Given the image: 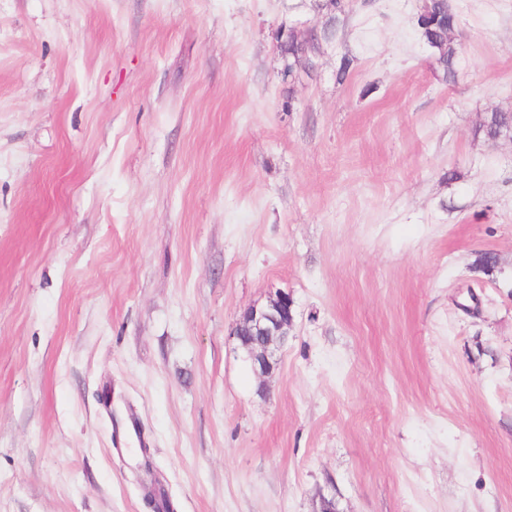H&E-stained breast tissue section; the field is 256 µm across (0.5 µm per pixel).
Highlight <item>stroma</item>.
I'll return each instance as SVG.
<instances>
[{"mask_svg": "<svg viewBox=\"0 0 512 512\" xmlns=\"http://www.w3.org/2000/svg\"><path fill=\"white\" fill-rule=\"evenodd\" d=\"M451 2L453 84L420 0H0V512H512V0ZM292 308L290 295L279 292L267 306L248 308L239 320L235 335L260 376L271 374L278 365L277 354L288 342Z\"/></svg>", "mask_w": 512, "mask_h": 512, "instance_id": "1", "label": "stroma"}]
</instances>
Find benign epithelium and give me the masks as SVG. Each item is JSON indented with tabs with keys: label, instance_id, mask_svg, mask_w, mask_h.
Segmentation results:
<instances>
[{
	"label": "benign epithelium",
	"instance_id": "obj_1",
	"mask_svg": "<svg viewBox=\"0 0 512 512\" xmlns=\"http://www.w3.org/2000/svg\"><path fill=\"white\" fill-rule=\"evenodd\" d=\"M292 308L293 299L280 292L267 306L247 309L239 320L235 335L260 376L272 373L278 365L277 354L288 342Z\"/></svg>",
	"mask_w": 512,
	"mask_h": 512
}]
</instances>
